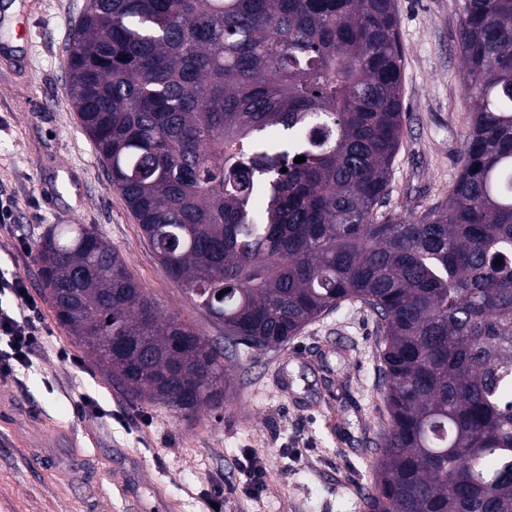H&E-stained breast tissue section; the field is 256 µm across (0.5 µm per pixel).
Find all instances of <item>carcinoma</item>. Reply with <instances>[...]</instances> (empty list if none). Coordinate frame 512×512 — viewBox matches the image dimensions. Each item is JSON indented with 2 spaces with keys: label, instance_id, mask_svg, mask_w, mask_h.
I'll return each instance as SVG.
<instances>
[{
  "label": "carcinoma",
  "instance_id": "1",
  "mask_svg": "<svg viewBox=\"0 0 512 512\" xmlns=\"http://www.w3.org/2000/svg\"><path fill=\"white\" fill-rule=\"evenodd\" d=\"M459 10L463 165L445 204L377 222L404 136L395 0H89L66 47L81 125L224 326L221 346L163 316L96 231L54 225L51 307L132 404L219 410L226 354L360 302L389 413L365 512H512V0Z\"/></svg>",
  "mask_w": 512,
  "mask_h": 512
}]
</instances>
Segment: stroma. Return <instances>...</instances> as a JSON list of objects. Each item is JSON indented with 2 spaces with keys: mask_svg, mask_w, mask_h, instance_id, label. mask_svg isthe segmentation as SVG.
Listing matches in <instances>:
<instances>
[{
  "mask_svg": "<svg viewBox=\"0 0 512 512\" xmlns=\"http://www.w3.org/2000/svg\"><path fill=\"white\" fill-rule=\"evenodd\" d=\"M15 2L12 21L0 19V195L13 202L12 224L0 226V269L23 278L48 334L32 366L0 394L76 435L83 481L31 466L24 445L0 444V512H167L170 503L212 512L219 486L222 512H362L389 425L378 373L383 336L367 307L342 304L283 347L230 357L223 408L202 409L193 421L157 405L133 407L58 324L36 247L50 225L85 224L163 313L224 339L164 270L80 125L65 47L87 0ZM396 3L405 135L379 214L412 217L447 201L474 100L464 87L458 0ZM84 393L106 417L79 409ZM251 454L265 469L255 494L238 469ZM116 475L129 503L112 496Z\"/></svg>",
  "mask_w": 512,
  "mask_h": 512,
  "instance_id": "1",
  "label": "stroma"
}]
</instances>
